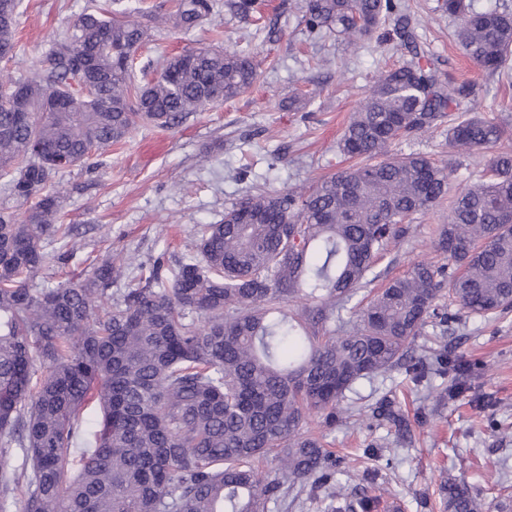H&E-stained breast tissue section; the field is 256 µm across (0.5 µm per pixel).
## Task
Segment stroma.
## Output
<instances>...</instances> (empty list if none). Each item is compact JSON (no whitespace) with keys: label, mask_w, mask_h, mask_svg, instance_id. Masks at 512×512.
Instances as JSON below:
<instances>
[{"label":"stroma","mask_w":512,"mask_h":512,"mask_svg":"<svg viewBox=\"0 0 512 512\" xmlns=\"http://www.w3.org/2000/svg\"><path fill=\"white\" fill-rule=\"evenodd\" d=\"M302 0H259L260 17L213 14L190 30L160 28L139 61L186 48L231 47L259 63L254 87L238 99L191 114L172 128L141 126L101 156L95 171L66 172L62 216L76 232L69 245L80 259L110 256L123 269L113 286L126 287L135 262L160 260L176 267L192 252L198 225L215 224L247 195L315 181L343 171L351 159L336 150L359 100L379 72L400 59L394 43L369 40L351 45L332 36L314 38L301 21ZM413 22L442 72L475 82L478 112L512 128V59L505 76H489L464 56L451 38L454 21L436 9L437 0H410ZM108 9L110 0H23L16 17L20 49L9 64L14 78L44 65L48 49L62 41L89 6ZM323 67H316V60ZM313 92L302 111L284 108L294 93ZM446 125L395 142L394 153H419L447 164L452 187L469 181L473 160L489 161L512 150V138L477 157L460 156L448 145ZM448 218L447 203L418 216L406 236L375 264L371 291L405 274L418 260L444 264L434 248V230ZM78 263L48 264L33 280L51 285L83 273ZM417 347L445 346L471 365L461 392L438 400L439 384L415 385L394 371L356 382L340 403L348 420L308 427L323 435L349 496L375 484L385 492L367 512H447L441 486L469 482L482 512H512V311L427 328ZM396 449L393 459L382 457Z\"/></svg>","instance_id":"obj_1"}]
</instances>
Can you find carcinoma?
<instances>
[{"label":"carcinoma","instance_id":"obj_1","mask_svg":"<svg viewBox=\"0 0 512 512\" xmlns=\"http://www.w3.org/2000/svg\"><path fill=\"white\" fill-rule=\"evenodd\" d=\"M115 9L78 17L46 67L7 74L18 0H0V179L20 213L0 210V512L25 487L21 512H267L284 487L328 489L325 512H357L364 499L336 491L330 453L303 431L311 414L336 424V409L359 380L404 369L419 384L448 377L460 392L466 364L443 350L409 356L429 326L512 309V151L493 157L452 197L435 248L448 268L411 265L368 302L359 299L377 257L415 216L450 192L448 168L419 154L398 155L401 137L448 119V142L469 155L499 143L506 128L462 112L476 85L441 72L419 41L405 0H303L310 36L351 44L396 39L405 59L382 71L352 113L337 151L359 159L309 187L263 191L202 224L196 252L173 275L158 262L111 305L118 272L106 257L77 279L32 287L45 242L68 248L56 177L91 169L140 124L173 127L188 115L233 101L257 81L253 57L188 49L133 71L154 24L190 30L219 0H175L173 10L124 20ZM455 39L484 71L512 55V11L440 0ZM393 24L387 29V24ZM50 94L64 112L19 111ZM352 309L344 320L339 312ZM96 400L93 426L81 409ZM273 456L274 476L257 463ZM448 512H480L470 484L443 487Z\"/></svg>","mask_w":512,"mask_h":512}]
</instances>
